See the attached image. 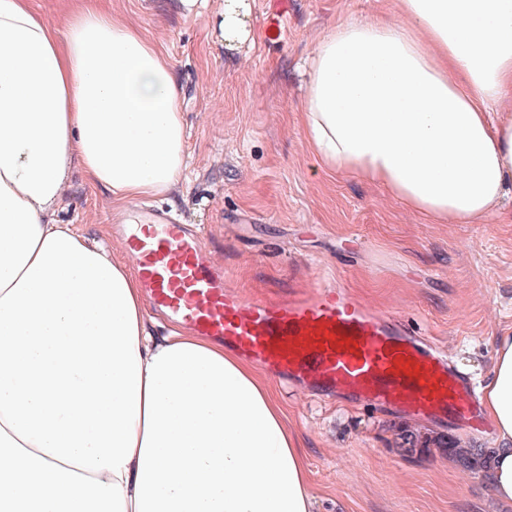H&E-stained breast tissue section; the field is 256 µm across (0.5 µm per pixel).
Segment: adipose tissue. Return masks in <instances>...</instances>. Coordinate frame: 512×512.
<instances>
[{"label": "adipose tissue", "instance_id": "ef3b65f1", "mask_svg": "<svg viewBox=\"0 0 512 512\" xmlns=\"http://www.w3.org/2000/svg\"><path fill=\"white\" fill-rule=\"evenodd\" d=\"M308 56L302 135L330 171L436 222L512 198V0H397ZM173 69L93 0L64 28L0 0V512H313L268 380L209 339L146 328L135 274L53 208L70 156L115 202L185 165ZM512 512V335L482 389Z\"/></svg>", "mask_w": 512, "mask_h": 512}]
</instances>
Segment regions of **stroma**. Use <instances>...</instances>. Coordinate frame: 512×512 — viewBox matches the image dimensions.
<instances>
[{"mask_svg":"<svg viewBox=\"0 0 512 512\" xmlns=\"http://www.w3.org/2000/svg\"><path fill=\"white\" fill-rule=\"evenodd\" d=\"M224 0L185 12L179 0H97L168 56L183 100L186 167L171 198L114 204L71 161L57 223L118 259L119 216L170 211L202 227L230 285L251 299L305 297L316 281L345 288L445 350L475 384L486 381L496 337L512 333V217L433 223L381 185L325 171L301 132L302 66L336 24L392 15L396 0H250L251 38L227 50ZM306 448L317 512H496L488 477L433 447L406 455L397 429L467 448L493 438L423 425L385 408L273 383Z\"/></svg>","mask_w":512,"mask_h":512,"instance_id":"obj_1","label":"stroma"}]
</instances>
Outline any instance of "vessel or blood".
<instances>
[{
    "mask_svg": "<svg viewBox=\"0 0 512 512\" xmlns=\"http://www.w3.org/2000/svg\"><path fill=\"white\" fill-rule=\"evenodd\" d=\"M116 232L153 307L270 374L421 421L478 422L466 374L346 290L319 283L302 301H250L225 281L192 225L168 211L151 210L147 223L124 222Z\"/></svg>",
    "mask_w": 512,
    "mask_h": 512,
    "instance_id": "1",
    "label": "vessel or blood"
}]
</instances>
